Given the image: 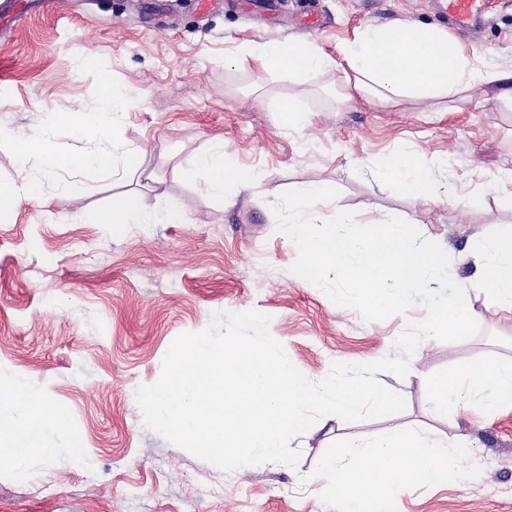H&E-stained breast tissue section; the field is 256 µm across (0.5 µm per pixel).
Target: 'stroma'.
Listing matches in <instances>:
<instances>
[{
	"label": "stroma",
	"mask_w": 512,
	"mask_h": 512,
	"mask_svg": "<svg viewBox=\"0 0 512 512\" xmlns=\"http://www.w3.org/2000/svg\"><path fill=\"white\" fill-rule=\"evenodd\" d=\"M8 6L14 15L0 24V184L15 177L14 141L43 134L77 151L111 148L118 173L44 177L39 199L0 216V380H25L66 417L44 438L53 457L21 470L0 460V512H348V495L322 475L324 457L397 424L465 436L469 480L369 499L363 512H512V408L438 418L429 405L435 373L512 362V318L473 290L483 263L466 254L472 236L512 237V185L491 182L497 170L512 169V104L499 97L512 88V0H493L491 22L475 36L450 34L508 73L504 87H479L446 106L343 104L338 72L291 79L258 70L245 54L304 38L333 57L367 25L437 26L425 0H320L314 31L300 0H282L270 19L262 8L241 14L225 0H0V12ZM87 49L92 64L76 69ZM233 53L241 62L226 68ZM105 77L129 102L114 131L74 140L51 126L53 114L77 102L97 111ZM291 95L305 115L287 127L276 106ZM218 144L229 164L262 173L231 202L211 195L204 175H185ZM403 150L469 205L390 188L378 162ZM73 181L81 198L67 190ZM306 182L338 189L324 218L350 211L368 225L398 217L437 242L451 278L471 290L480 331L419 345L406 376L377 373L405 399L403 412L356 422L325 416L291 439L296 466L226 472L143 424L137 391L160 379L178 336L204 330L214 314L256 310L269 316L268 331L294 366L317 382L333 363L393 355L396 338L426 316L416 304L367 321L296 281L298 251L277 231L273 207ZM131 191L153 223L119 233L84 222L83 211L112 210ZM172 209L182 222L167 223Z\"/></svg>",
	"instance_id": "35a3bbf8"
}]
</instances>
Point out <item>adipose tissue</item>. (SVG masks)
<instances>
[{
	"label": "adipose tissue",
	"instance_id": "obj_1",
	"mask_svg": "<svg viewBox=\"0 0 512 512\" xmlns=\"http://www.w3.org/2000/svg\"><path fill=\"white\" fill-rule=\"evenodd\" d=\"M250 56L260 70L294 78L337 70L342 76L338 98L343 102L357 98L382 105L464 101L473 88L498 86L506 79L495 65L465 54L447 32L408 24L367 26L354 41L340 47L335 59L303 40L269 41L257 46ZM101 99L102 105L95 112L76 108L54 114L53 125L69 129L78 138L113 129L124 115L126 101L107 80L101 86ZM114 168L108 149L78 152L47 136L18 142L17 179L0 186V214L15 211L24 200L40 195L42 174L108 172ZM381 168L393 186L415 197L435 203L454 199L447 186L436 183L409 154L387 156L382 159ZM188 171L206 173L211 194L227 201L261 179L258 169L229 165L220 144L196 156ZM84 219L92 224L113 225L119 231L127 224L150 223L151 216L141 197L130 193L112 213L88 211ZM470 250L486 260L478 288L491 295L500 311L512 314V241L481 235L472 238ZM4 401L25 410L27 420L19 427L0 418V459L20 465L34 455L52 457L53 449L39 444L38 439L64 426V414L20 380L0 383V402ZM429 404L438 417L474 407L481 415L492 416L511 408L512 363L439 373L432 379ZM460 445L455 436L440 440L395 430L374 443L358 446L348 462H340L335 455L327 457L323 471L334 485L349 490L354 503L369 498L393 500L412 486L444 483L448 477V451Z\"/></svg>",
	"mask_w": 512,
	"mask_h": 512
}]
</instances>
